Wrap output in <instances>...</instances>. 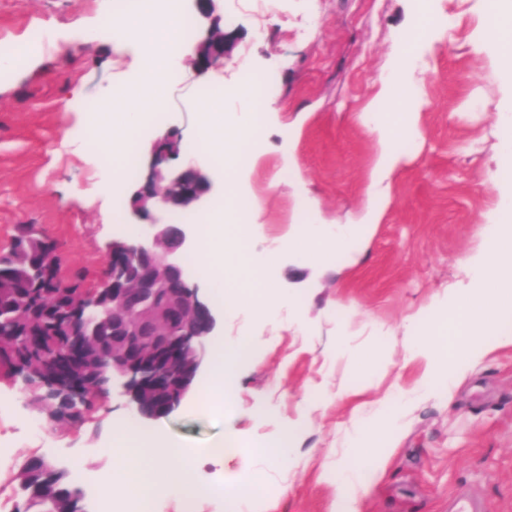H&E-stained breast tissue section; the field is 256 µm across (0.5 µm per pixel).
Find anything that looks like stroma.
Instances as JSON below:
<instances>
[{
	"label": "stroma",
	"instance_id": "stroma-1",
	"mask_svg": "<svg viewBox=\"0 0 512 512\" xmlns=\"http://www.w3.org/2000/svg\"><path fill=\"white\" fill-rule=\"evenodd\" d=\"M129 7V0H0V40L19 47L34 27L59 35L95 28ZM220 10L233 38L223 67L200 74L184 66L166 88L160 121L137 139L135 158L144 161L157 132L177 130L180 163L206 169L213 200L222 199L223 168L190 152L196 96L233 87L247 67L268 76L263 144L242 187L254 202L247 221L261 229L250 245L270 254L267 281L284 301L272 312L227 309L199 280L217 318L207 345L245 334L250 349L225 405L194 390L144 426L193 448L233 426L240 456L257 468L254 449L276 446L282 425L309 412L289 464L267 471L243 510L336 512L348 432L387 394L415 387L421 368L407 359L410 321L443 290L468 285L466 260L484 244L486 213L500 204L490 177L512 185V154L499 135L501 115L512 114V69L476 47L484 0H222ZM422 11L447 32L409 61L425 105L420 136L390 184L392 203L360 256L302 264L285 246L297 224H348L367 202L374 142L360 115L411 16ZM37 55V66L0 85V254L20 225H37L60 251L61 276L93 290L132 217L128 193L107 187L109 159L88 136V109L104 111L107 89L134 85L142 54L101 39L61 50L49 43ZM488 305L503 343L483 349L450 398L429 396L409 409L358 512H448L461 486L488 512H512V300L493 293ZM375 351L383 366L356 388ZM22 389L0 378V400H11L0 403V512H14L20 466L47 448L59 467L79 471L100 512L96 475L111 464L102 450L131 412L127 397L118 387L97 393L91 410L58 424ZM259 400L275 416L258 417Z\"/></svg>",
	"mask_w": 512,
	"mask_h": 512
}]
</instances>
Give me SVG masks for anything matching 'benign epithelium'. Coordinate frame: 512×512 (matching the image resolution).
<instances>
[{"label":"benign epithelium","instance_id":"7a95c632","mask_svg":"<svg viewBox=\"0 0 512 512\" xmlns=\"http://www.w3.org/2000/svg\"><path fill=\"white\" fill-rule=\"evenodd\" d=\"M210 22L207 35L194 46L191 64L200 73L224 66L227 38L217 13L219 0H192ZM181 138L168 130L153 140L147 173L131 187L130 213L151 221L157 210L195 208L209 194L210 176L197 165H173ZM188 224H160L149 238L112 241L111 257L99 289L112 290V307L95 293L69 308V324L85 334L110 320L124 343L112 349V373L87 386L102 392L120 382L129 403L144 418L170 413L189 392L205 360V340L215 318L189 281L182 255L193 246Z\"/></svg>","mask_w":512,"mask_h":512}]
</instances>
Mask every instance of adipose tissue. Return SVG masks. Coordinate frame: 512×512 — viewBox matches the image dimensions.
<instances>
[{
  "instance_id": "adipose-tissue-1",
  "label": "adipose tissue",
  "mask_w": 512,
  "mask_h": 512,
  "mask_svg": "<svg viewBox=\"0 0 512 512\" xmlns=\"http://www.w3.org/2000/svg\"><path fill=\"white\" fill-rule=\"evenodd\" d=\"M151 6L160 20L145 25L139 11H131L120 20H106L99 30L80 34V41L90 43L97 38L121 48L145 50V60L138 80L145 91L138 99L129 92L109 91L112 102L109 112L97 115L99 136L97 145L114 162H121L131 136L143 123L148 112L166 106L163 89L183 68L181 50V11H168L165 0H152ZM413 54L412 48H399L391 55L390 63L378 81L377 92L363 122L374 137L378 154L369 177V203L356 223L326 227L306 224L288 246L300 260L315 263L331 253L350 254L367 242L381 219V203L388 197L392 177L400 172L408 155L401 143L405 134H416L417 119L423 100L408 88L406 67ZM246 339L213 348L209 375L202 393L215 400H223L224 384L235 370L238 359L246 353ZM228 436L213 439L206 450L189 448L172 440L159 430H147L137 418L120 420L113 429L112 469L101 476L104 486L112 494L115 512H122L130 491L150 495L165 493L184 500L209 496L223 500L226 512H239L245 499L241 485L208 483L202 480L196 466L199 454L226 465L236 460L228 448Z\"/></svg>"
}]
</instances>
